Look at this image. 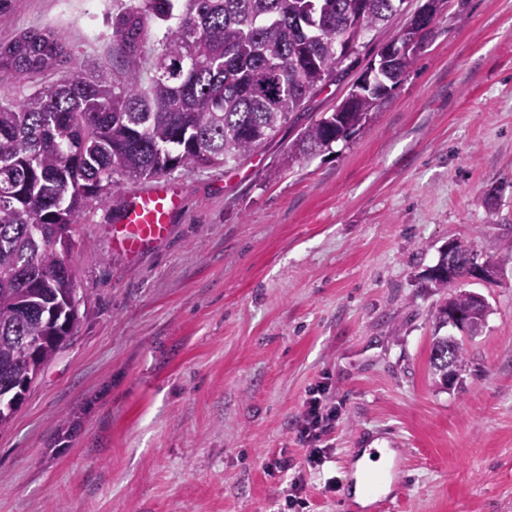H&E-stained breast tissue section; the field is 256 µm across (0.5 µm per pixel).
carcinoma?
I'll use <instances>...</instances> for the list:
<instances>
[{
	"mask_svg": "<svg viewBox=\"0 0 512 512\" xmlns=\"http://www.w3.org/2000/svg\"><path fill=\"white\" fill-rule=\"evenodd\" d=\"M447 0H437L428 45ZM394 0H135L112 21L125 50L112 75L76 68L19 97L0 96V430L8 403L35 381L80 322L66 253L72 225L121 180L245 159L273 138L349 59L345 43L394 15ZM152 48L143 79L140 54ZM64 52L51 30L0 42V71L35 74ZM415 56L387 60L375 90L349 112H322L288 144L309 157L354 134L389 96ZM455 277L478 276L475 247L459 245ZM473 336L487 316L460 290L440 309ZM41 343L32 357L25 339Z\"/></svg>",
	"mask_w": 512,
	"mask_h": 512,
	"instance_id": "carcinoma-1",
	"label": "carcinoma"
}]
</instances>
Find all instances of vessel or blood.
<instances>
[{
  "label": "vessel or blood",
  "mask_w": 512,
  "mask_h": 512,
  "mask_svg": "<svg viewBox=\"0 0 512 512\" xmlns=\"http://www.w3.org/2000/svg\"><path fill=\"white\" fill-rule=\"evenodd\" d=\"M180 206L179 196L165 183H155L131 196L114 227L115 247L136 254L165 237L173 214Z\"/></svg>",
  "instance_id": "1"
}]
</instances>
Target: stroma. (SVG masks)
<instances>
[{
	"instance_id": "1",
	"label": "stroma",
	"mask_w": 512,
	"mask_h": 512,
	"mask_svg": "<svg viewBox=\"0 0 512 512\" xmlns=\"http://www.w3.org/2000/svg\"><path fill=\"white\" fill-rule=\"evenodd\" d=\"M422 0L364 37L353 65L246 159L168 182L167 236L112 244L123 180L72 228L80 323L0 432V512H302L354 508L365 448L396 452L397 512H512V0H448L440 35L351 137L310 158L288 144L332 111ZM129 0H17L0 40L50 29V71L14 96L121 59ZM499 265L461 289L491 306L451 387L432 376L449 240ZM336 424L311 468L297 437L310 390ZM283 451L284 471L267 470Z\"/></svg>"
}]
</instances>
